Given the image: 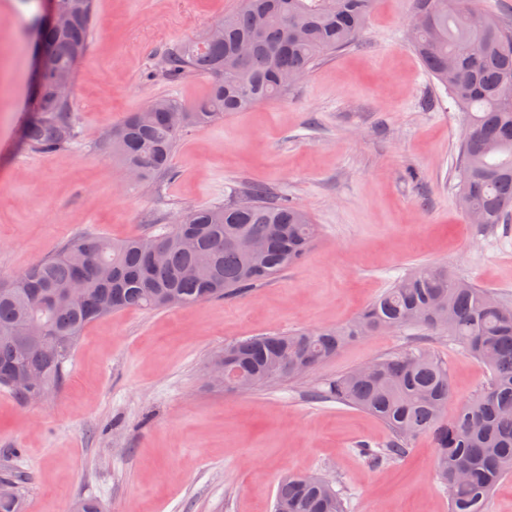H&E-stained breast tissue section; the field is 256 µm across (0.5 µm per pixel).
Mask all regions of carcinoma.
I'll use <instances>...</instances> for the list:
<instances>
[{"mask_svg": "<svg viewBox=\"0 0 512 512\" xmlns=\"http://www.w3.org/2000/svg\"><path fill=\"white\" fill-rule=\"evenodd\" d=\"M375 0H244L238 11L217 21V38L204 36L173 49L165 58L168 75L196 73L210 79L206 98L186 104L173 97L152 101L130 113L112 132V156L146 181L171 170L180 138L232 112L273 101L306 78L322 58L359 39ZM96 0H57L74 15L66 32L42 29L47 58L44 81L32 87L29 117L21 130L25 146L49 152L76 136L73 100L55 96L57 75L75 80L93 31ZM410 40L426 71L444 84L464 114L459 148V200L483 225L512 218V21L487 13L475 0H413ZM264 185H252L243 201L193 209L158 235L122 241L83 234L24 271L0 276V388H11L14 371H37L56 390L65 364L85 329L126 309L166 310L178 294L183 306L233 295L300 264L313 245L315 228L306 211L269 201ZM244 237L269 239L263 255L247 252ZM160 245L167 261L151 265ZM84 291L64 295L77 275ZM492 291L459 279L448 269L423 264L396 279L352 321L333 328L302 329L254 336L227 344L221 358L254 390L309 373L349 341L385 327L417 328L454 337L462 351L491 372L486 389L462 405L453 419L448 370L432 353L414 348L370 361L329 385L326 397L367 412L392 433L390 443L369 456L403 458L418 436L432 438L434 471L448 493L449 512H487L493 488L512 475V305L490 300ZM38 320L60 345L33 344L17 358V341ZM0 512H23L20 496L0 488ZM274 512H349L342 498L318 475H288L280 482Z\"/></svg>", "mask_w": 512, "mask_h": 512, "instance_id": "obj_1", "label": "carcinoma"}]
</instances>
